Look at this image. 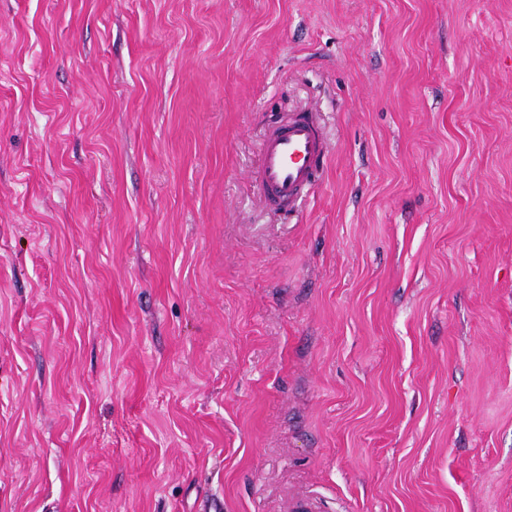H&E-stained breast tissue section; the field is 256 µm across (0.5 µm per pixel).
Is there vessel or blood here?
I'll use <instances>...</instances> for the list:
<instances>
[{
	"instance_id": "b4317fda",
	"label": "vessel or blood",
	"mask_w": 512,
	"mask_h": 512,
	"mask_svg": "<svg viewBox=\"0 0 512 512\" xmlns=\"http://www.w3.org/2000/svg\"><path fill=\"white\" fill-rule=\"evenodd\" d=\"M329 147L312 114L299 112L270 125L254 176L268 206L291 211L314 182Z\"/></svg>"
}]
</instances>
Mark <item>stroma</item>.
<instances>
[{"label":"stroma","instance_id":"35a3bbf8","mask_svg":"<svg viewBox=\"0 0 512 512\" xmlns=\"http://www.w3.org/2000/svg\"><path fill=\"white\" fill-rule=\"evenodd\" d=\"M302 494L512 512V0H0V512ZM307 112L269 125L261 144L254 180L274 211L293 210L328 157V144L317 121Z\"/></svg>","mask_w":512,"mask_h":512}]
</instances>
